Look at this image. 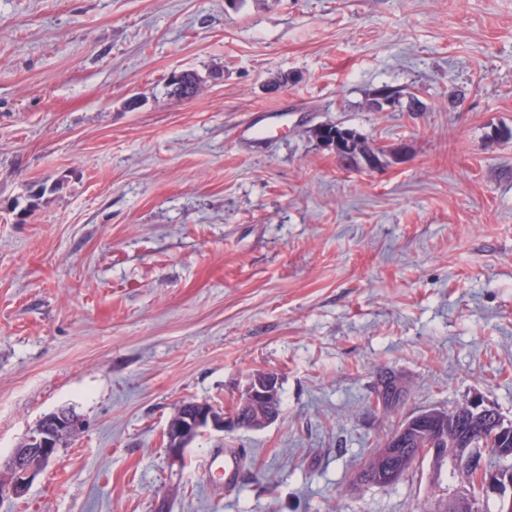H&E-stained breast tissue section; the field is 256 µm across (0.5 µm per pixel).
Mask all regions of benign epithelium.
Instances as JSON below:
<instances>
[{
    "label": "benign epithelium",
    "mask_w": 512,
    "mask_h": 512,
    "mask_svg": "<svg viewBox=\"0 0 512 512\" xmlns=\"http://www.w3.org/2000/svg\"><path fill=\"white\" fill-rule=\"evenodd\" d=\"M396 95L390 89L381 88L375 94L373 108L377 112H385L395 104ZM279 376L272 372H261L253 375L246 387L247 397L257 403L275 406L279 394ZM467 415L473 418L488 420L504 432L512 426L503 420L501 412L484 396L476 393L465 401ZM251 429L258 426L250 425L237 414H229L204 402H195L189 412L168 422L165 437L168 458L174 464H182L186 447L203 431L211 428L217 431H229L243 427ZM83 424L80 416L70 407H62L46 415L41 424L26 441L14 449L9 459L8 478L0 480V497L9 494L14 498L24 496L34 478L53 459L64 437H75L82 432ZM405 444L402 436H397L394 447L385 451L384 457L392 458L379 469L380 480L394 485L399 482L397 458L400 457ZM465 462L470 470L479 475L477 490L485 497H491L501 503L512 505V479L505 473L507 464L491 467L476 448L469 450ZM448 509H466L469 506V492L462 486L448 488L446 494Z\"/></svg>",
    "instance_id": "1"
}]
</instances>
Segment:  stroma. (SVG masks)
Listing matches in <instances>:
<instances>
[{
	"instance_id": "stroma-1",
	"label": "stroma",
	"mask_w": 512,
	"mask_h": 512,
	"mask_svg": "<svg viewBox=\"0 0 512 512\" xmlns=\"http://www.w3.org/2000/svg\"><path fill=\"white\" fill-rule=\"evenodd\" d=\"M511 129L512 0H0V466L46 414L86 423L0 512H421L424 477L350 478L401 416L478 392L512 419ZM262 371L279 418L173 465L180 404ZM397 384L403 385V382H402V379L400 378V376L397 375L393 370L383 369L379 372L378 386H377V391L375 394V399L373 401H371L369 404V409L371 412H373L374 414H376L378 412H382L383 415H390L391 413H394L396 411L397 408L393 409V410H388V409L381 410L379 401H380V398H382V396H383L382 391L387 392L388 388H391ZM389 393L391 394L390 400L384 401V402L380 401L381 405H394L396 399H398L400 401L404 396V391H400L399 385L395 388L389 389ZM404 398L400 402H398L396 405L401 406L404 402ZM241 455L234 451H217L205 463L204 470L211 476L213 472L224 479V489L233 490L236 486L240 471Z\"/></svg>"
}]
</instances>
